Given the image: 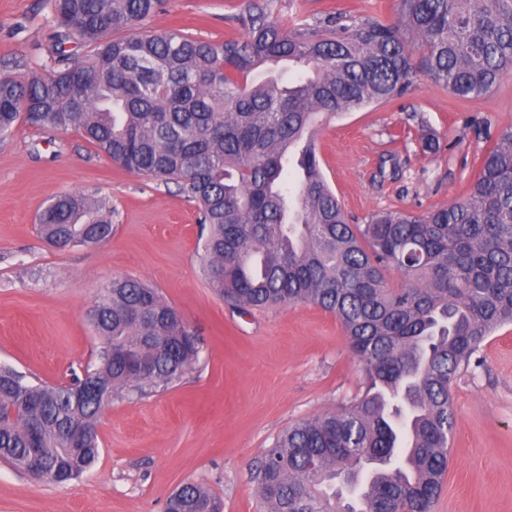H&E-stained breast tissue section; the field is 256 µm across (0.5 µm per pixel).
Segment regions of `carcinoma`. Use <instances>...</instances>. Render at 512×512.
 <instances>
[{"label":"carcinoma","mask_w":512,"mask_h":512,"mask_svg":"<svg viewBox=\"0 0 512 512\" xmlns=\"http://www.w3.org/2000/svg\"><path fill=\"white\" fill-rule=\"evenodd\" d=\"M163 0H51L59 68L0 74V140L20 125L73 130L127 172L173 183L209 227L211 288L233 308L309 303L336 316L362 389L298 422L253 473L264 512H342L336 474L379 460L354 512H432L448 469L451 387L512 325V126L480 156L468 196L351 224L322 170L317 128L411 94L422 77L462 100L512 72V0H397L396 18L309 24L246 0L244 35L140 31ZM125 30L124 38L111 37ZM70 44L89 48L78 58ZM40 234L64 249L112 235L86 192L54 197ZM394 271L401 284L391 285ZM86 318L102 340L69 381L0 365V458L44 482L80 478L112 400L163 390L198 361L197 330L153 288L114 278ZM166 512H221L187 484Z\"/></svg>","instance_id":"carcinoma-1"}]
</instances>
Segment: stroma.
I'll use <instances>...</instances> for the list:
<instances>
[{"mask_svg": "<svg viewBox=\"0 0 512 512\" xmlns=\"http://www.w3.org/2000/svg\"><path fill=\"white\" fill-rule=\"evenodd\" d=\"M308 22L344 12L395 17L396 0H273ZM243 0H167L143 30L209 40L241 36ZM49 0H0V73L55 65ZM512 125V73L459 100L421 79L408 97L337 118L318 133L324 175L355 223L423 213L467 197L486 132ZM437 143L425 149L424 139ZM92 191L112 236L64 250L37 231L48 202ZM198 206L175 184L117 165L71 130L19 126L0 142V365L31 383L68 381L100 339L84 318L115 277L151 286L203 339L198 362L168 389L103 412L99 456L77 481H36L0 460V512H164L179 486H207L223 512H263L251 473L289 425L334 410L364 374L335 316L296 303L243 314L212 290ZM455 424L433 512H512V325L486 339L452 385Z\"/></svg>", "mask_w": 512, "mask_h": 512, "instance_id": "1", "label": "stroma"}]
</instances>
